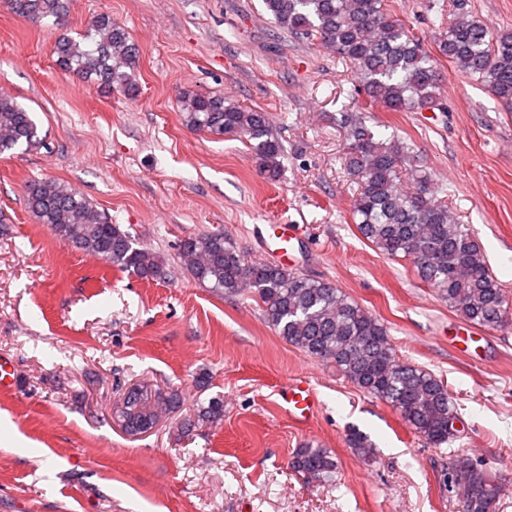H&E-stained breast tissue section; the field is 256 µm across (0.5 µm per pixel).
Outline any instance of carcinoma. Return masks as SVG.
I'll use <instances>...</instances> for the list:
<instances>
[{"label": "carcinoma", "instance_id": "obj_1", "mask_svg": "<svg viewBox=\"0 0 512 512\" xmlns=\"http://www.w3.org/2000/svg\"><path fill=\"white\" fill-rule=\"evenodd\" d=\"M70 0H6L16 16L53 20L58 65L87 83L135 97L132 74L139 50L112 16H96L87 29L70 35ZM281 31L318 39L358 75L352 99L357 111L340 119L349 141L343 170L357 186L352 220L361 236L380 252L413 261L420 278L469 322L495 329L507 318L509 299L489 272L485 255L458 216L434 197L429 176L417 165L411 145L398 136L382 139L361 112L379 106L388 112H422L441 105L437 60L423 39L393 16L386 0H262ZM447 27L439 53L459 71L485 84L512 104V33L492 34L476 19L470 0H429ZM186 126L219 137L243 138L256 166L269 182L279 180L284 147L272 132L267 113L227 103L221 96L187 93ZM32 113L0 94V154L43 143ZM27 203L57 237L109 265L143 280L165 276L163 262L136 246L130 234L112 223L87 197L52 179L28 187ZM179 258L199 283L222 295L245 290L265 305L266 320L286 343L336 366L364 393L388 404L434 446L455 436L457 409L443 381L429 371L396 360L384 323L329 281L307 278L282 266L248 262L220 234L183 240ZM181 405L177 392H152L132 386L113 407L112 416L131 435L146 433L159 411ZM224 420V399L200 402L182 423L186 432ZM350 448L369 456L372 443L352 429ZM292 468L315 483L333 480L338 462L326 448H300ZM500 484L483 470L469 476L466 512H493Z\"/></svg>", "mask_w": 512, "mask_h": 512}]
</instances>
